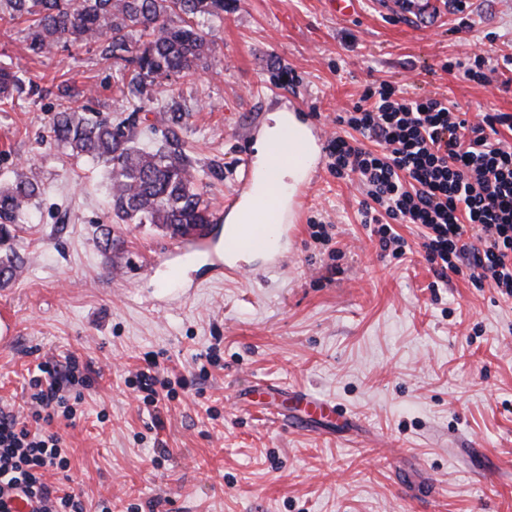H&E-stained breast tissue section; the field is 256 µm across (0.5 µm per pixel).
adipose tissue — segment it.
<instances>
[{
  "mask_svg": "<svg viewBox=\"0 0 512 512\" xmlns=\"http://www.w3.org/2000/svg\"><path fill=\"white\" fill-rule=\"evenodd\" d=\"M256 183L254 190L261 203L260 221L275 223L281 193L295 189L313 166L318 147L307 124L284 110L273 111L264 131L255 146Z\"/></svg>",
  "mask_w": 512,
  "mask_h": 512,
  "instance_id": "obj_1",
  "label": "adipose tissue"
}]
</instances>
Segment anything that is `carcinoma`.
<instances>
[{"mask_svg": "<svg viewBox=\"0 0 512 512\" xmlns=\"http://www.w3.org/2000/svg\"><path fill=\"white\" fill-rule=\"evenodd\" d=\"M222 10L224 0H0V20L28 23L27 49L35 56L106 39L103 59L133 67L128 94L150 107L161 80L191 76L207 61L211 47L199 19ZM25 87L22 78L0 66V103ZM52 129L72 157L103 168L110 214L122 223L153 224L181 238L197 224L213 223L204 186L186 155L165 143L138 145L135 124L114 125L76 106L56 113ZM44 193L26 166L15 169L0 188L2 285L23 266L12 242L28 223L33 201Z\"/></svg>", "mask_w": 512, "mask_h": 512, "instance_id": "carcinoma-1", "label": "carcinoma"}]
</instances>
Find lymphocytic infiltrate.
<instances>
[{"mask_svg":"<svg viewBox=\"0 0 512 512\" xmlns=\"http://www.w3.org/2000/svg\"><path fill=\"white\" fill-rule=\"evenodd\" d=\"M336 124L341 133L327 146L329 170L339 179L357 175L362 222L382 251L405 255L410 245L396 227L416 225L439 279L466 267L475 283L512 297V145L493 135L499 125L512 130L511 113L473 123L446 99L410 97L384 81L337 113ZM357 135L369 147L353 144ZM87 383L76 359L44 362L29 380L27 417L0 407V512H10L20 495L35 512H82L76 494L45 475L68 466L64 440L51 426L75 420L81 398L73 389Z\"/></svg>","mask_w":512,"mask_h":512,"instance_id":"lymphocytic-infiltrate-1","label":"lymphocytic infiltrate"}]
</instances>
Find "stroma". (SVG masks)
Listing matches in <instances>:
<instances>
[{"label":"stroma","mask_w":512,"mask_h":512,"mask_svg":"<svg viewBox=\"0 0 512 512\" xmlns=\"http://www.w3.org/2000/svg\"><path fill=\"white\" fill-rule=\"evenodd\" d=\"M205 27V67L161 87L160 103L190 114L172 133L120 94L131 73L101 44L38 57L24 23L0 22V63L42 89L0 104V186L27 163L46 189L14 242L22 272L0 287V404L26 411L45 360L91 366L80 417L58 426L69 469L46 481L85 512H512V298L465 269L436 282L414 225L396 227L406 255L383 252L361 222L357 178L332 175L323 148L285 267L255 253L244 274L213 270L224 200L275 108L333 135L337 113L386 81L473 121L512 113V72L478 83L446 69L512 55V0H358L348 17L327 0H224ZM63 84L91 91L101 116L135 119L142 143L176 137L206 185L213 254L181 260L150 224L113 225L101 251L99 168L53 139L54 114L72 104ZM215 345L218 364L200 371ZM148 354L162 376L190 382L157 409L129 386ZM261 381L344 415L316 433L272 422L246 402Z\"/></svg>","instance_id":"obj_1"}]
</instances>
